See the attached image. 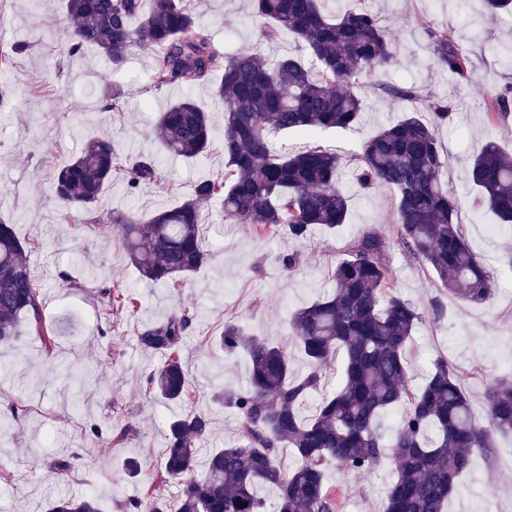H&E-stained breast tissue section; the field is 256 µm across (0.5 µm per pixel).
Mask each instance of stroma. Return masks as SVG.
<instances>
[{"label":"stroma","instance_id":"stroma-1","mask_svg":"<svg viewBox=\"0 0 512 512\" xmlns=\"http://www.w3.org/2000/svg\"><path fill=\"white\" fill-rule=\"evenodd\" d=\"M193 12L209 25L220 51L257 48L267 58L294 50L290 35L258 44L248 0H191ZM328 11L363 9L390 28L397 48L395 67L376 72V83L417 86L425 96L447 101L448 123L439 138L448 154L445 179L461 200L459 229L495 279L494 291L480 305L461 302L440 288L432 269L389 252L398 291L428 308L442 298L441 322L423 318L408 350L409 381L424 382L435 359L445 358L461 375L477 422L486 419L484 394L495 378L512 369V233L499 231L491 215L474 210L466 182L468 161L487 141L512 153V111L489 125L483 109L487 94L512 83V16L488 20L479 0H327ZM425 26H417L414 16ZM67 23L60 0H0V220L11 224L24 258L42 292V324L54 336L45 351L40 336L21 327L13 346H0V512H47L59 496L94 494L103 512H119V503L157 496L175 501L180 486L163 481L166 422L175 405L144 390L145 378L164 357L138 342L143 325L163 320L180 305L193 306L197 319L184 336L180 355L191 384L190 406L209 410L211 428L204 448L237 440L239 418L212 399L219 386L246 388L245 352L227 354L219 343L226 320L238 322L249 338L289 348L291 314L332 287L331 273L346 243L362 232L387 235L395 194L388 188L363 189L355 179L356 155L379 127L398 121L410 105L377 95L365 100L361 124L352 130H327L315 143L335 150L345 162V186L351 197L346 224L335 231L315 230L299 242L266 237L224 216L221 200L205 213L202 235L210 261L178 287L150 285L128 263L107 226L80 223L65 215L54 196L53 178L83 148L87 139L110 138L131 158L151 156L159 178L170 187L156 193L143 187L127 196L121 175L99 203L100 213L135 208L142 219L178 205L197 180L223 174L224 115L207 86L194 88L197 102L213 117L209 152L187 162L169 156L158 139L156 112L181 94L151 82L155 48L133 49L120 69H112L95 51L71 57L65 52ZM467 44L475 66L471 83L429 65L428 28ZM26 42L16 51L17 42ZM128 95L125 111L100 114L93 107L112 86ZM298 252L299 264L285 268L280 258ZM122 282L138 302L131 313L112 314L97 292ZM21 405L13 414L12 405ZM99 436H92L91 426ZM130 428L120 445L113 438ZM71 463L55 469L56 459ZM138 472H131V464ZM389 464L354 473L332 464L329 486L344 493L341 512H381L384 491L393 480ZM448 512H512V437L498 436L489 455H476L460 478Z\"/></svg>","mask_w":512,"mask_h":512}]
</instances>
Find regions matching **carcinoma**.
<instances>
[{"instance_id": "obj_1", "label": "carcinoma", "mask_w": 512, "mask_h": 512, "mask_svg": "<svg viewBox=\"0 0 512 512\" xmlns=\"http://www.w3.org/2000/svg\"><path fill=\"white\" fill-rule=\"evenodd\" d=\"M67 0V52L87 47L120 68L139 45L158 48L151 80L158 88L212 87L224 105V176L196 181L179 205L143 222L133 208L108 215L127 259L141 277L176 283L210 259L201 234L211 200L224 203V215L256 231L303 241L317 228L336 230L346 223L350 196L342 184V159L319 146L277 152L271 137L295 133L313 137L330 128L352 129L362 120L363 102L372 92L415 104L404 118L384 126L363 144L355 176L367 189L389 187L397 193L392 237L410 256L426 262L444 288L471 304L486 302L493 279L483 260L459 233V198L443 180L447 159L436 128L448 122V104L429 101L413 88L362 83L395 64L388 29L372 13L348 10L332 15L324 0H251L263 20L257 41L272 42L280 33L293 36L297 51L272 62L251 49L223 53L209 26L183 6V0ZM486 17L512 16V0H481ZM141 17L138 26L131 20ZM430 60L463 83L474 76L469 51L429 31ZM512 86L484 101L489 123L507 115ZM125 93L119 86L105 94L96 111L120 112ZM427 112L423 120L418 113ZM156 130L175 157L204 156L212 140L209 112L191 94L170 102L158 114ZM125 172L130 196L145 185L165 189L152 159L129 160L112 142L91 139L58 170L55 197L65 207L98 224V204L112 187V173ZM475 204L512 231V155L488 142L467 169ZM24 246L8 224H0V345L20 336L25 321L41 332L42 300ZM333 286L296 310L289 329L307 364L293 373L291 356L260 340L244 343L240 326L224 323L221 342L233 353L247 345L249 386H222L215 397L242 420L237 442L200 455L211 425L209 413L189 409L168 424L162 477L183 485L177 508L155 499L149 512H262L257 489L279 491L278 512H339L340 494L327 484L326 467L336 462L351 472L370 471L386 461L396 477L385 490L383 512H445V504L473 457L493 447L497 433H512V369L485 392L486 424L473 419L470 400L447 360L433 363L425 383H409L406 349L423 320L417 304L396 289L385 241L366 231L348 242L332 273ZM107 308H130L122 285L99 293ZM196 311L183 308L145 327L138 341L145 350L165 355L149 374L145 390L168 400L188 398L189 379L178 347ZM343 355L336 390L305 414L310 395L321 385L323 368ZM399 411L393 433L381 431L384 417ZM285 450L294 466L280 465ZM203 475L192 476L197 467ZM49 512H100L88 494L63 498Z\"/></svg>"}]
</instances>
